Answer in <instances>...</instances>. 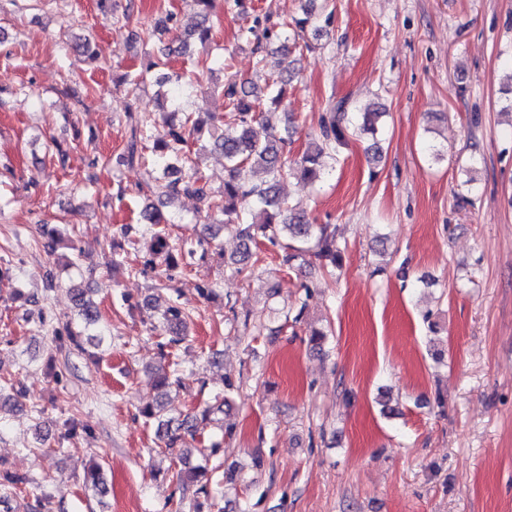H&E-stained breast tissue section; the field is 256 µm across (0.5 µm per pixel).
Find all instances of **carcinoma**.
Returning a JSON list of instances; mask_svg holds the SVG:
<instances>
[{"instance_id": "1", "label": "carcinoma", "mask_w": 512, "mask_h": 512, "mask_svg": "<svg viewBox=\"0 0 512 512\" xmlns=\"http://www.w3.org/2000/svg\"><path fill=\"white\" fill-rule=\"evenodd\" d=\"M198 6L199 21L182 40L187 50L194 41L206 45L211 42L210 24L214 0H194ZM171 47L164 44L158 47L161 58L150 63L144 71H136L124 77L132 90L139 89L148 79H153L159 91L174 102V111L182 112L181 98L193 93H205L194 72H172L154 74L152 70L166 67L164 58L169 56ZM262 91L245 87L242 83L228 81L222 88L225 107L232 113L231 122L220 129L213 141L214 148L224 154V191H213L206 182L199 167L200 153L190 154L188 140L200 132L202 121L194 112H183L179 124L165 123L163 131H158L156 119L145 116L133 129L130 140L123 152L116 157L119 165L141 163L147 174L149 191H158V197L179 198L183 195L198 202L197 213L204 214L206 224L202 233L190 243L173 244L165 232V226L176 223L175 218L164 214L162 209L150 202L143 215L149 227L144 233L150 235V260L163 263L167 269L175 270L184 263L186 257L200 254L204 258L213 253V243L218 231L232 229L244 245V251L232 258L235 272L247 275L251 257L250 246H255L263 238L273 246L282 248V264L292 267L304 264L307 254L318 257L323 265L336 271L342 268L343 250L336 237V228L331 224H311L306 218L294 212L279 197L277 185L285 175L292 172L306 182H316L323 176V158L336 159L339 148L347 143L348 131L356 126L360 130L376 134L378 127L388 115L385 107L360 109L349 100L341 99L330 106L323 121L320 137L295 163L288 166L285 154L291 139L289 130L276 133L259 122ZM257 172L265 174V179L254 182L251 176ZM78 309L79 323L67 324L63 329H52L59 347L69 342L73 349L85 352L83 341L97 339L93 335L99 323V312L89 297L91 289L79 285L71 288ZM161 297L155 295L146 303V309L154 312L162 310L161 324L164 331L160 349L178 346L189 338V311L177 299L169 298L166 306L160 307ZM156 395L144 404L140 414L152 423L156 435L164 443V448L176 453L180 468L176 471V484L181 499L190 500L194 512H201L200 498H209L212 486L219 484L215 470L208 467L209 458L192 461L190 442L196 440L212 421V416L224 413L229 405L227 393L234 389L230 377H224V394L215 397V403H207L193 413H182L169 402L171 390L182 387V377L176 369L158 371L153 378ZM24 396L22 387L8 380L0 385V411L14 408L18 398ZM84 479L88 488L103 494L106 481L102 466L94 463L84 468ZM29 487L36 503H41L43 494L35 486L33 479L5 468L0 462V505H6L3 512H19L22 505H10L15 491Z\"/></svg>"}]
</instances>
